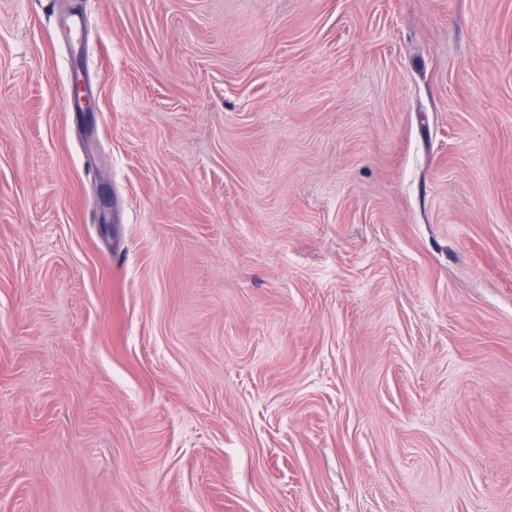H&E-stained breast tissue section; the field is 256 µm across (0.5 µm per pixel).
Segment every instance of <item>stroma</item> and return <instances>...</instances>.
<instances>
[{
    "instance_id": "1",
    "label": "stroma",
    "mask_w": 512,
    "mask_h": 512,
    "mask_svg": "<svg viewBox=\"0 0 512 512\" xmlns=\"http://www.w3.org/2000/svg\"><path fill=\"white\" fill-rule=\"evenodd\" d=\"M0 512H512V0H0Z\"/></svg>"
}]
</instances>
